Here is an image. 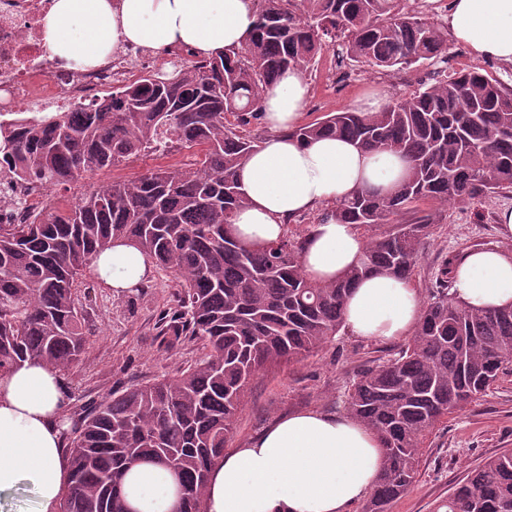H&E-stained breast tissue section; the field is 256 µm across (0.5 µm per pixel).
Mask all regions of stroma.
<instances>
[{"instance_id":"1","label":"stroma","mask_w":512,"mask_h":512,"mask_svg":"<svg viewBox=\"0 0 512 512\" xmlns=\"http://www.w3.org/2000/svg\"><path fill=\"white\" fill-rule=\"evenodd\" d=\"M335 57L325 53L317 71L307 75V106L302 123L308 124L330 112L353 109L364 96L385 101L413 94L421 83L436 77L438 65L416 64L410 68L379 72L349 63L348 78L335 82ZM149 157L106 169L57 189L64 201L73 200L90 186L115 179L136 177L154 166ZM437 221L421 250L410 280L421 300H428L435 276L445 258L469 250L495 249L512 256V230L502 222L512 212V192L502 193L481 205L442 207L426 204ZM174 284L171 276L155 269L138 288L115 294L98 286L86 307V329L97 342L88 359L65 371L72 407L100 402L118 388H131L165 374H174L200 355L196 344L168 349L156 334L161 310L170 305ZM406 337L377 340L341 331L334 340L307 358L257 373L246 403L235 422L226 450H234L254 438L282 415L303 411L345 414V399L358 374L366 367L392 359ZM512 449V372L505 373L493 388L467 410L452 416L428 438L412 489L395 502L393 512H440L465 473L500 452Z\"/></svg>"}]
</instances>
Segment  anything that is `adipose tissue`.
Segmentation results:
<instances>
[{
    "mask_svg": "<svg viewBox=\"0 0 512 512\" xmlns=\"http://www.w3.org/2000/svg\"><path fill=\"white\" fill-rule=\"evenodd\" d=\"M443 19L472 58L512 63V0H448ZM255 21L253 0H54L43 34L54 56L94 68L123 44L158 51L183 45L201 57L237 49ZM307 98L303 73L292 69L262 98L268 134L238 172L247 204L234 230L245 244L279 239L291 219L331 209L356 190L394 192L406 175L402 160L387 152L364 151L339 138H293ZM364 248L355 225L328 218L314 225L302 264L312 278L329 282L355 265ZM92 268L121 292L136 287L152 266L137 247L118 241ZM453 292L472 308L511 304L512 259L495 250L468 253L456 269ZM420 312L409 282L375 275L352 291L344 321L353 335L387 340L405 335ZM67 402L61 370L44 362L25 361L0 378L1 499L28 485L30 512H58L70 473L62 426ZM381 462L379 440L351 417L286 415L215 461L206 510L344 512L371 489ZM123 490L138 512H175L174 479L163 467L133 465Z\"/></svg>",
    "mask_w": 512,
    "mask_h": 512,
    "instance_id": "1",
    "label": "adipose tissue"
}]
</instances>
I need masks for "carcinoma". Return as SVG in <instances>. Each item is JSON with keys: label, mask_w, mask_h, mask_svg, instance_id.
<instances>
[{"label": "carcinoma", "mask_w": 512, "mask_h": 512, "mask_svg": "<svg viewBox=\"0 0 512 512\" xmlns=\"http://www.w3.org/2000/svg\"><path fill=\"white\" fill-rule=\"evenodd\" d=\"M403 0H255L252 36L239 50L168 62L75 112L22 115L0 124V161L50 189L142 154L200 148L187 167L114 180L68 208L49 204L31 224L0 223V376L38 359L62 371L88 355L78 290L117 239L173 274L174 306L158 335L204 356L67 416L71 474L59 512H132L122 480L135 463L171 470L176 512H205L212 464L224 456L258 372L298 362L345 327L351 291L366 277L409 279L435 216L421 202L474 204L512 190V85L475 68L437 72L380 111L329 112L293 130L302 142L344 138L403 157L409 176L390 195L361 189L333 216L356 227L390 225L366 240L358 263L331 283L302 266L307 238L246 245L234 234L247 198L238 172L260 148L247 128L282 72L313 69L337 46L383 71L448 63V26ZM411 215L405 223L396 218ZM458 258L443 261L410 341L365 369L349 389L348 415L383 449L363 512H391L416 482L425 442L444 420L486 394L512 366V304L469 308L448 296ZM444 512H512V450L467 472Z\"/></svg>", "instance_id": "cac0c4a2"}]
</instances>
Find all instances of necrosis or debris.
Here are the masks:
<instances>
[{
  "mask_svg": "<svg viewBox=\"0 0 512 512\" xmlns=\"http://www.w3.org/2000/svg\"><path fill=\"white\" fill-rule=\"evenodd\" d=\"M54 0H0V122L47 109L68 112L99 98L131 76L132 65L146 62L149 51L125 46L117 62L91 69L68 66L49 51L43 20ZM14 199L0 201L1 224H26L51 201L47 187L14 178L0 169Z\"/></svg>",
  "mask_w": 512,
  "mask_h": 512,
  "instance_id": "obj_1",
  "label": "necrosis or debris"
}]
</instances>
